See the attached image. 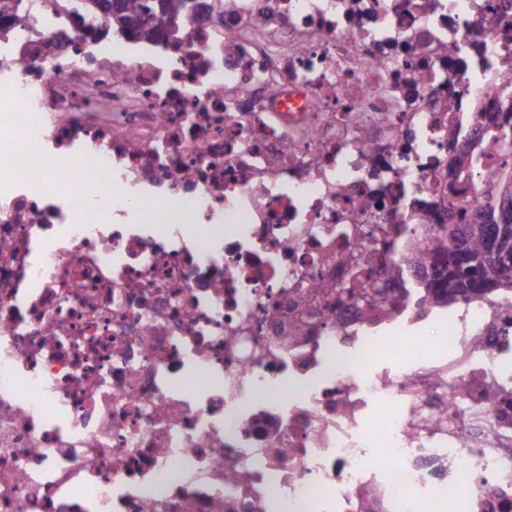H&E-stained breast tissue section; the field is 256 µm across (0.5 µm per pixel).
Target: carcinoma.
Wrapping results in <instances>:
<instances>
[{"instance_id": "1", "label": "carcinoma", "mask_w": 512, "mask_h": 512, "mask_svg": "<svg viewBox=\"0 0 512 512\" xmlns=\"http://www.w3.org/2000/svg\"><path fill=\"white\" fill-rule=\"evenodd\" d=\"M123 13L128 22L116 21L114 25L149 39L176 28L186 10L176 7L161 11L151 0H123ZM481 159L482 156L469 151L456 154L449 162V170L470 171L481 163ZM505 187L512 189V164L507 160L503 161V171L485 186L480 209L465 219V225L439 224L430 232L417 256V263L423 269L435 272V281L427 283V287L444 288L448 290V296L460 299L499 288L512 289V271L505 272L498 259L488 253L486 238L478 231L486 223V215L493 210L499 192ZM370 277L371 271L357 264L347 285L333 289L323 284L322 292L336 291V296H344L357 304L360 313L369 319L386 310L391 303L388 292L381 286L366 293L365 282Z\"/></svg>"}]
</instances>
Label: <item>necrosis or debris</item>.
Here are the masks:
<instances>
[{
  "label": "necrosis or debris",
  "instance_id": "1",
  "mask_svg": "<svg viewBox=\"0 0 512 512\" xmlns=\"http://www.w3.org/2000/svg\"><path fill=\"white\" fill-rule=\"evenodd\" d=\"M22 2L0 512H512V289L413 264L502 162L512 0H224L167 40ZM351 253L384 317L319 292Z\"/></svg>",
  "mask_w": 512,
  "mask_h": 512
}]
</instances>
